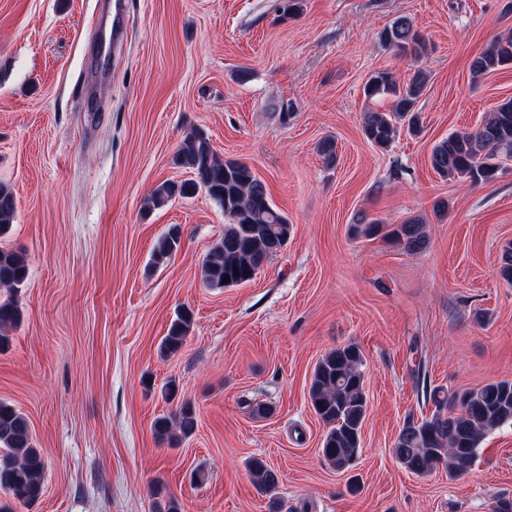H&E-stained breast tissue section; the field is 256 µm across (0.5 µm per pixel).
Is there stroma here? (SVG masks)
Here are the masks:
<instances>
[{"mask_svg": "<svg viewBox=\"0 0 512 512\" xmlns=\"http://www.w3.org/2000/svg\"><path fill=\"white\" fill-rule=\"evenodd\" d=\"M0 0V184L16 219L0 245L29 274L20 321L0 351V400L27 417L45 461L41 499L13 512H492L512 500V427L490 433L472 470L407 472L392 455L405 420L431 417L415 379L461 392L512 381V155L494 181L468 185L430 166L433 146L473 130L512 98V67L472 83V59L512 29V0ZM408 17L422 57L379 34ZM100 28L101 42L86 33ZM429 75L420 136L388 148L363 133L376 71ZM289 111H282V103ZM248 163L292 233L251 282L213 290L201 266L224 234L205 191L143 213L191 131ZM336 143V162L319 152ZM448 210L435 216V201ZM422 216L419 254L351 236L355 215ZM181 227L177 253L152 268L156 240ZM181 308L182 348L160 345ZM357 345L368 409L351 470L320 453L325 426L309 387L328 351ZM175 383L167 399L166 383ZM187 401L194 433L177 445L153 425ZM269 415L253 412L255 403ZM278 475L258 486L248 462Z\"/></svg>", "mask_w": 512, "mask_h": 512, "instance_id": "obj_1", "label": "stroma"}]
</instances>
